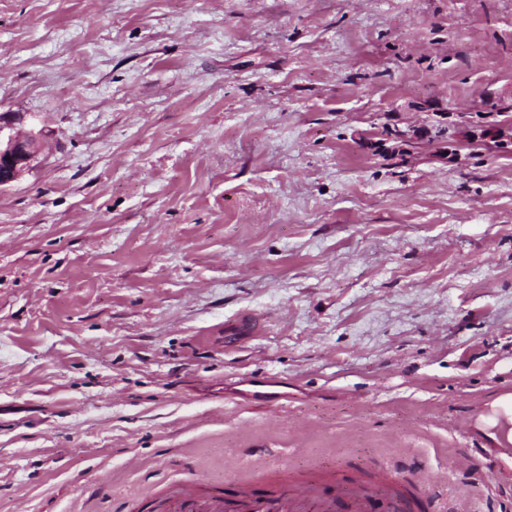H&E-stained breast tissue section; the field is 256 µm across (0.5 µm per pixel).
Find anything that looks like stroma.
Listing matches in <instances>:
<instances>
[{"mask_svg": "<svg viewBox=\"0 0 512 512\" xmlns=\"http://www.w3.org/2000/svg\"><path fill=\"white\" fill-rule=\"evenodd\" d=\"M0 129V512L349 461L512 512V0H0ZM0 129V187L14 181L38 153V137L32 133L2 141ZM492 407V413L483 417L482 427L495 429L489 435L499 444L512 445V393L498 397Z\"/></svg>", "mask_w": 512, "mask_h": 512, "instance_id": "1", "label": "stroma"}]
</instances>
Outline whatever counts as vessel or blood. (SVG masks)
Listing matches in <instances>:
<instances>
[{
	"mask_svg": "<svg viewBox=\"0 0 512 512\" xmlns=\"http://www.w3.org/2000/svg\"><path fill=\"white\" fill-rule=\"evenodd\" d=\"M422 489L417 498L396 486L389 472H377L372 483L340 473L336 478L311 473L291 485L269 491L251 482L211 493L194 481L169 483L164 496L168 512H432L435 499L427 492V478L416 473Z\"/></svg>",
	"mask_w": 512,
	"mask_h": 512,
	"instance_id": "1",
	"label": "vessel or blood"
}]
</instances>
